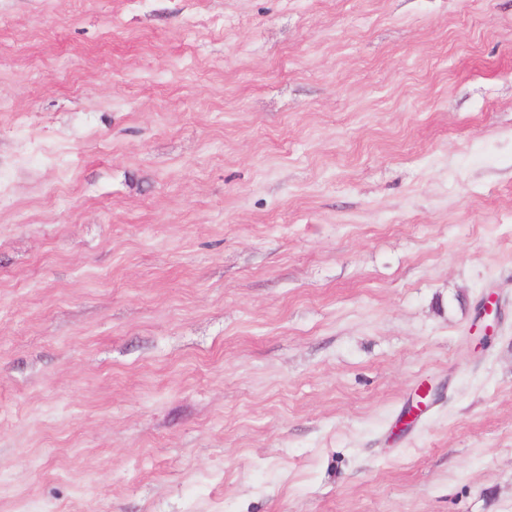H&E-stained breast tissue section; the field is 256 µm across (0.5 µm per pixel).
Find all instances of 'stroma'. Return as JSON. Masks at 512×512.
<instances>
[{
  "label": "stroma",
  "instance_id": "obj_1",
  "mask_svg": "<svg viewBox=\"0 0 512 512\" xmlns=\"http://www.w3.org/2000/svg\"><path fill=\"white\" fill-rule=\"evenodd\" d=\"M0 512H512V0H0ZM437 392L431 385H424L419 392L418 400L416 402H412L411 405L405 411L401 421L405 423V425L413 424L418 417L422 414V412L428 408V404L436 399Z\"/></svg>",
  "mask_w": 512,
  "mask_h": 512
}]
</instances>
